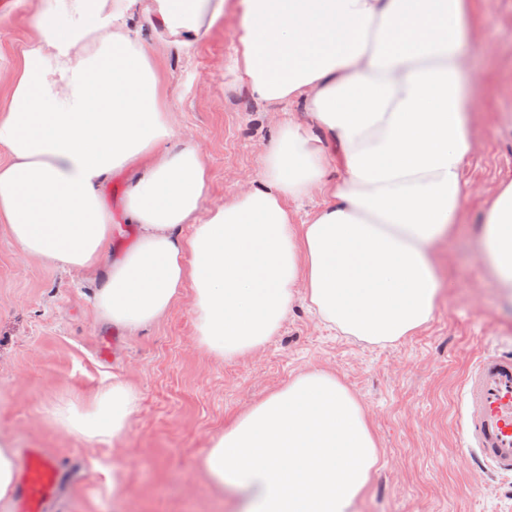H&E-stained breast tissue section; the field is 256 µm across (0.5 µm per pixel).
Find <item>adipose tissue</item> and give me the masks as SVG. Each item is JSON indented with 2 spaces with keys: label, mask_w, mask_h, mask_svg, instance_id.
I'll list each match as a JSON object with an SVG mask.
<instances>
[{
  "label": "adipose tissue",
  "mask_w": 512,
  "mask_h": 512,
  "mask_svg": "<svg viewBox=\"0 0 512 512\" xmlns=\"http://www.w3.org/2000/svg\"><path fill=\"white\" fill-rule=\"evenodd\" d=\"M226 0H53L0 105V224L21 250L97 268L101 321L132 336L183 288L202 346L232 359L279 330L303 285L330 327L368 343L426 324L440 294L434 244L463 222L474 90L466 44L480 0H242L233 72L271 104L299 102L256 183L203 212L209 172L177 137L154 52L135 14L191 48ZM342 175L327 179L330 168ZM128 175L120 218L104 187ZM322 201L304 223L290 205ZM482 257L512 291V181L483 217ZM137 393L115 381L55 405L51 421L91 442L121 440ZM379 461L362 407L335 375L297 376L227 425L202 467L241 512H356Z\"/></svg>",
  "instance_id": "obj_1"
}]
</instances>
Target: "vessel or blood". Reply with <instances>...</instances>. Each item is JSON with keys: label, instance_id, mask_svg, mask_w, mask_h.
Wrapping results in <instances>:
<instances>
[{"label": "vessel or blood", "instance_id": "b4317fda", "mask_svg": "<svg viewBox=\"0 0 512 512\" xmlns=\"http://www.w3.org/2000/svg\"><path fill=\"white\" fill-rule=\"evenodd\" d=\"M464 433L493 471L512 473V353L483 354L465 380ZM65 474L41 449L24 454L15 492L16 512H43Z\"/></svg>", "mask_w": 512, "mask_h": 512}]
</instances>
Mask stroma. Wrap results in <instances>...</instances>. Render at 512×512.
Returning <instances> with one entry per match:
<instances>
[{"mask_svg": "<svg viewBox=\"0 0 512 512\" xmlns=\"http://www.w3.org/2000/svg\"><path fill=\"white\" fill-rule=\"evenodd\" d=\"M41 0H0V104ZM470 42L474 145L464 168L462 232L434 254L442 293L432 319L394 342L371 344L329 328L296 298L259 349L226 360L198 341L190 289L137 335L97 320L105 267L64 269L24 253L0 225V439L42 449L71 472L46 512H230L199 461L213 436L299 374L336 375L360 402L380 459L359 512H512V475L493 473L461 430L463 382L489 350H512V297L480 260L475 237L502 179L512 178V0ZM239 11L190 54L163 49L157 67L178 136L196 141L210 173L203 208L247 191L280 125L304 122L302 104L255 100L231 69ZM124 380L138 407L119 444L86 442L52 425L46 408ZM123 489L112 493V468Z\"/></svg>", "mask_w": 512, "mask_h": 512, "instance_id": "stroma-1", "label": "stroma"}]
</instances>
